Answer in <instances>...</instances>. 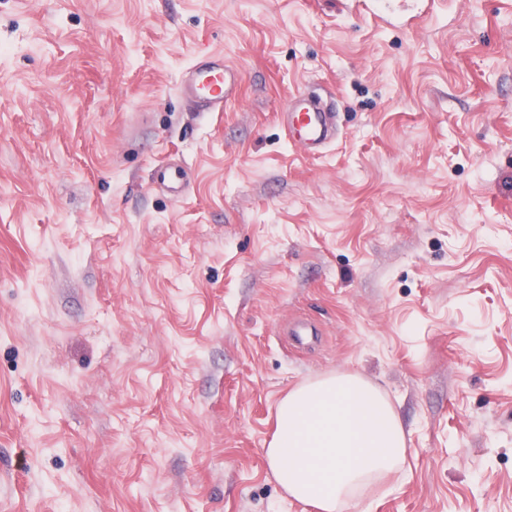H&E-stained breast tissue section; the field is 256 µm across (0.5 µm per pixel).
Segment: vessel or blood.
<instances>
[{"mask_svg":"<svg viewBox=\"0 0 512 512\" xmlns=\"http://www.w3.org/2000/svg\"><path fill=\"white\" fill-rule=\"evenodd\" d=\"M239 72L225 62L222 55L213 54L190 66L181 78L180 92L192 98L200 111L220 112L237 92ZM281 124L291 144L304 154L317 156L335 140L336 115L320 101L301 91L292 95L280 114ZM156 180L172 200L185 195L183 171L180 165H160Z\"/></svg>","mask_w":512,"mask_h":512,"instance_id":"vessel-or-blood-1","label":"vessel or blood"}]
</instances>
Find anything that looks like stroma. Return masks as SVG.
Masks as SVG:
<instances>
[{"label":"stroma","mask_w":512,"mask_h":512,"mask_svg":"<svg viewBox=\"0 0 512 512\" xmlns=\"http://www.w3.org/2000/svg\"><path fill=\"white\" fill-rule=\"evenodd\" d=\"M413 10L0 0V512H315L265 450L347 373L406 436L349 512H512V0ZM206 53L220 112L178 89ZM307 88L318 158L278 121ZM239 71L224 56L213 54L190 66L181 78L180 92L192 98L201 112H220L236 96ZM280 120L290 143L308 156L324 154L336 139V112H331L306 91L288 99ZM159 187L168 193L172 200L180 201L185 196L182 167L174 163L160 165L156 174Z\"/></svg>","instance_id":"obj_1"}]
</instances>
